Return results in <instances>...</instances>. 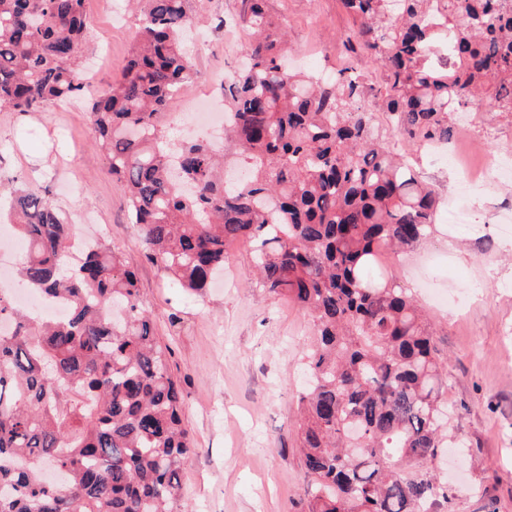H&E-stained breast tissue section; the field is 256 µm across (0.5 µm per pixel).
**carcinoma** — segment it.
Here are the masks:
<instances>
[{"instance_id": "1", "label": "carcinoma", "mask_w": 512, "mask_h": 512, "mask_svg": "<svg viewBox=\"0 0 512 512\" xmlns=\"http://www.w3.org/2000/svg\"><path fill=\"white\" fill-rule=\"evenodd\" d=\"M121 79L90 87L78 60L83 0H0V103L31 112L86 97L109 170L150 260L201 295L254 244L250 275L312 319L299 394L308 512H430L448 493L428 467L448 438L447 362L380 256L436 228L437 198L398 143H450L448 115L482 92L512 109V0H341L343 40L383 71L386 133L348 66L316 81L284 63L268 0H240L248 63L224 127L244 174L220 178L207 139L176 141L165 108L194 64L191 0H135ZM28 249L23 287L66 305L34 318L0 292V512H188L195 452L171 352L136 273L102 240L76 242L48 191H11Z\"/></svg>"}]
</instances>
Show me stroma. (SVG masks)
<instances>
[{
    "mask_svg": "<svg viewBox=\"0 0 512 512\" xmlns=\"http://www.w3.org/2000/svg\"><path fill=\"white\" fill-rule=\"evenodd\" d=\"M239 0H195L207 53L184 48L195 72L231 73L248 39L234 25ZM302 71L338 73L341 37L354 25L340 0H269ZM90 36L84 67L94 83L120 78L137 19L116 21L101 0H86ZM475 153L497 166L512 160V125L488 98L468 104ZM416 167L440 198L434 235L393 253L391 270L424 311L448 362L443 398L467 438L450 462L431 467L450 497L435 512H512V233L493 214L512 205V181L474 191L460 204L450 165L418 155ZM49 189L83 237L105 236L139 276L144 303L185 403L196 453L181 473L190 512H307L308 475L297 448L301 351L313 336L303 310L251 283L252 247L230 249L223 286L203 295L179 290L145 256L127 222L125 197L100 153L89 103L73 99L35 112L0 105V192L17 181Z\"/></svg>",
    "mask_w": 512,
    "mask_h": 512,
    "instance_id": "35a3bbf8",
    "label": "stroma"
}]
</instances>
